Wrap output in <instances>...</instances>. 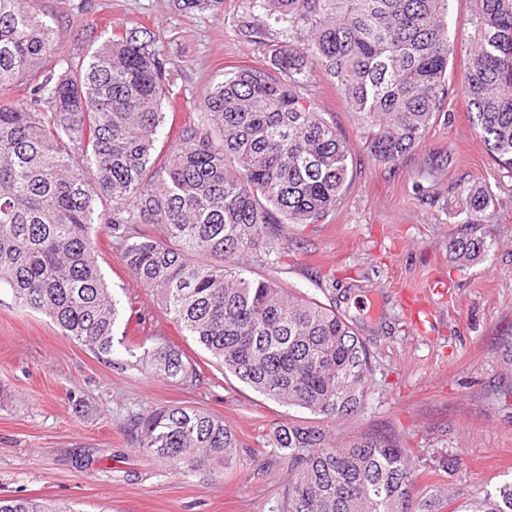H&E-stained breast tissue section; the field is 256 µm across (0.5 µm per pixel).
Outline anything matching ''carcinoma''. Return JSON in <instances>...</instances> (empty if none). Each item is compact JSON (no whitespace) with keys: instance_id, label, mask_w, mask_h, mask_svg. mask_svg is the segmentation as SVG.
<instances>
[{"instance_id":"carcinoma-1","label":"carcinoma","mask_w":512,"mask_h":512,"mask_svg":"<svg viewBox=\"0 0 512 512\" xmlns=\"http://www.w3.org/2000/svg\"><path fill=\"white\" fill-rule=\"evenodd\" d=\"M266 17L241 34L267 49L202 91L203 111L159 144L172 71L155 40L124 30L81 52L34 0H0V291L48 315L68 336L122 370L186 389L201 372L165 338L116 337L117 300L90 237L109 230L125 269L216 364L254 391L309 413L250 448L224 418L180 405L129 415L126 435L178 472L217 480L241 452L288 472L269 512H410L414 471L395 437L332 444L318 421L364 402L372 362L355 322L275 269L290 226L321 224L347 191L352 159L336 124L304 93L321 72L394 164L417 147L450 97L474 109V130L512 173V0H472V48L448 75L451 0H252ZM294 40L273 39V27ZM29 86L30 97L11 99ZM462 224L453 246L474 261L489 245ZM0 512H62L37 498H0ZM453 512H512V481Z\"/></svg>"}]
</instances>
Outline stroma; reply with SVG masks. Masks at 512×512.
Instances as JSON below:
<instances>
[{"label": "stroma", "instance_id": "obj_1", "mask_svg": "<svg viewBox=\"0 0 512 512\" xmlns=\"http://www.w3.org/2000/svg\"><path fill=\"white\" fill-rule=\"evenodd\" d=\"M70 44L147 30L174 73L164 101L169 126L200 112L205 86L242 67L265 65L263 47L242 38L262 23L251 0L183 10L175 0H38ZM462 75L468 60L470 0H452L449 18ZM308 95L327 112L352 154V183L324 223L288 228L277 275L327 299L356 320L372 355L368 395L352 416L326 423L331 442L373 431L396 435L419 475L416 500L462 502L512 480V175L475 137L471 109L451 97L426 139L399 163L383 164L321 73ZM489 205L472 213L470 195ZM479 224L493 246L459 265L449 244L460 224ZM98 262L120 306L151 309L153 324L201 367L193 389L153 374L120 371L64 336L44 313L0 295V497L37 496L66 512H268L282 488L277 467L244 461L223 481L181 475L138 448L128 415L157 404L216 413L263 447L275 424L300 409L268 400L226 375L184 336L129 275L107 229L92 230Z\"/></svg>", "mask_w": 512, "mask_h": 512}]
</instances>
